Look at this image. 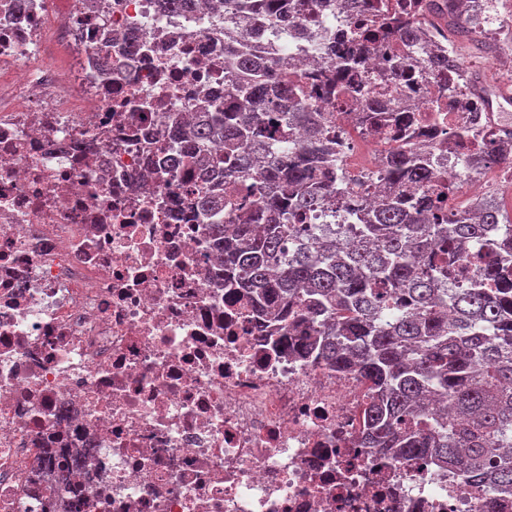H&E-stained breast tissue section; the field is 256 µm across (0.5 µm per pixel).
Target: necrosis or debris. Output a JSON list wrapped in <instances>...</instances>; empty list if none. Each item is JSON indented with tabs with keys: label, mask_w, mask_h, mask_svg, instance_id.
Here are the masks:
<instances>
[{
	"label": "necrosis or debris",
	"mask_w": 512,
	"mask_h": 512,
	"mask_svg": "<svg viewBox=\"0 0 512 512\" xmlns=\"http://www.w3.org/2000/svg\"><path fill=\"white\" fill-rule=\"evenodd\" d=\"M482 36L512 28V0H448ZM369 42L357 72L370 104L411 117L358 145L356 115L317 99L346 134L342 162L382 197L388 148L432 158L428 190L449 213L497 198L512 164L473 174L512 143V114L457 85L437 107L424 25ZM319 21L302 28L305 13ZM351 17L336 0H288L242 47L290 77L336 73ZM224 18L158 0H0V512H487L462 477L357 443L367 385L300 356L287 324L265 327L215 275L209 220L184 217L189 171L171 168L170 117L194 123L224 96ZM71 55L60 71L50 54ZM81 454L69 486L57 466Z\"/></svg>",
	"instance_id": "obj_1"
}]
</instances>
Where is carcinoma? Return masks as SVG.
Here are the masks:
<instances>
[{
    "label": "carcinoma",
    "instance_id": "carcinoma-1",
    "mask_svg": "<svg viewBox=\"0 0 512 512\" xmlns=\"http://www.w3.org/2000/svg\"><path fill=\"white\" fill-rule=\"evenodd\" d=\"M213 2L259 30L276 0ZM343 2L354 28L336 48L339 70L355 71L363 44L383 29L414 33L402 17L366 14L367 0ZM428 6L454 38L469 37L462 13ZM224 70L234 75L238 110L217 105L181 131L201 214L224 208V181L263 159L262 186L245 190L238 223L210 225L224 287L241 290L257 315L288 320L307 354L368 384L367 447L446 464L496 508L495 493L512 487V215L496 203L470 220L448 217L444 200L424 191L430 159L405 142L388 151V189L371 204L343 172L336 126L299 83L234 44L224 45ZM328 90L345 109L373 93L355 79ZM281 121L305 126L306 139L284 148ZM215 141L224 151L210 148ZM329 208L353 220L349 239L334 224L309 223ZM496 229L499 250L480 255L469 287H453L466 278L455 255Z\"/></svg>",
    "mask_w": 512,
    "mask_h": 512
}]
</instances>
